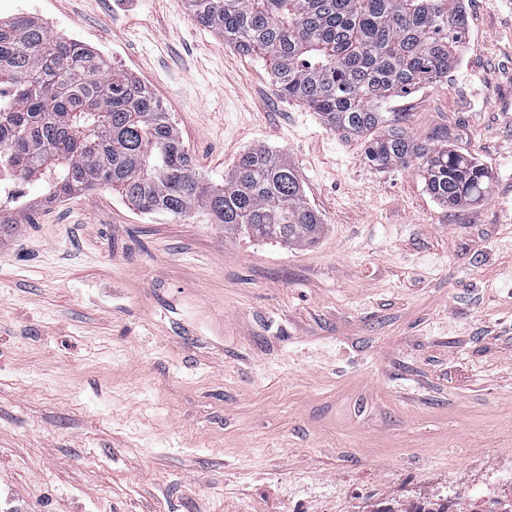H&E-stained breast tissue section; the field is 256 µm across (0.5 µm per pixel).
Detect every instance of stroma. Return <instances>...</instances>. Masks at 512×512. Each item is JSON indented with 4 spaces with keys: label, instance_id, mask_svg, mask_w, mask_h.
I'll use <instances>...</instances> for the list:
<instances>
[{
    "label": "stroma",
    "instance_id": "1",
    "mask_svg": "<svg viewBox=\"0 0 512 512\" xmlns=\"http://www.w3.org/2000/svg\"><path fill=\"white\" fill-rule=\"evenodd\" d=\"M39 4L151 88L205 178L284 153L325 228L285 245L28 184L0 232V512L512 497V0H465L459 66L382 106L489 170L455 208L281 98L270 59L183 0Z\"/></svg>",
    "mask_w": 512,
    "mask_h": 512
}]
</instances>
